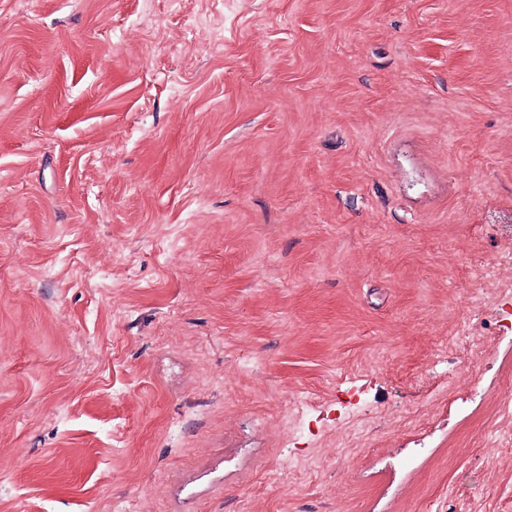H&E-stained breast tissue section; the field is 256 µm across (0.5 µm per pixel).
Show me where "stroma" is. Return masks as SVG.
<instances>
[{
  "instance_id": "35a3bbf8",
  "label": "stroma",
  "mask_w": 512,
  "mask_h": 512,
  "mask_svg": "<svg viewBox=\"0 0 512 512\" xmlns=\"http://www.w3.org/2000/svg\"><path fill=\"white\" fill-rule=\"evenodd\" d=\"M0 512H512V0H0Z\"/></svg>"
}]
</instances>
